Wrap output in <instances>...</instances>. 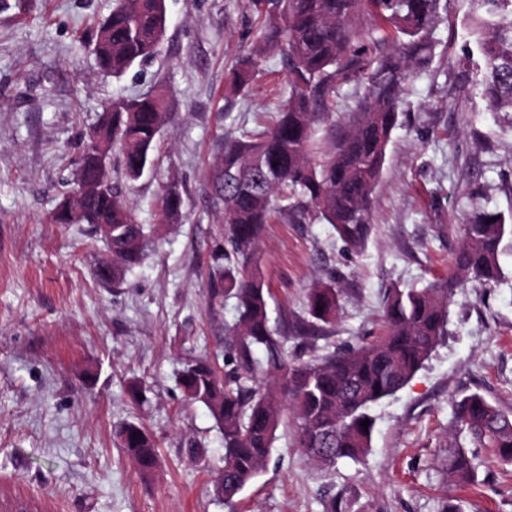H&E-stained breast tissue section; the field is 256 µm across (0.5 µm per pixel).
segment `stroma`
Returning <instances> with one entry per match:
<instances>
[{"label": "stroma", "mask_w": 512, "mask_h": 512, "mask_svg": "<svg viewBox=\"0 0 512 512\" xmlns=\"http://www.w3.org/2000/svg\"><path fill=\"white\" fill-rule=\"evenodd\" d=\"M115 0H0V512H512V463L465 450L474 482L448 475L457 401L483 395L512 414V240L503 279L455 289L448 334L396 394L373 406L361 462H309L284 416L270 460L232 504L212 494L223 435L207 408L187 403L176 375L192 357L225 371L229 297L210 299L222 216L210 206L221 140L259 131L288 96L279 55L259 53L260 23L247 0H166L160 51L118 77L98 68L94 45ZM472 0H448L432 55L405 86L401 124L371 204V233L354 251L326 224L266 225L258 270L271 324L292 358L338 352L383 332L389 289L448 279L477 209L512 225V115L489 111L477 82ZM256 54L249 93L225 83ZM467 66H460V59ZM166 90L169 120L152 166L130 198L150 235L141 265L100 282L109 252L88 224H53L105 101ZM183 198L164 222L159 199ZM340 291L334 325L308 326L309 288ZM147 389L131 404L127 387ZM142 422L160 465L143 479L113 440L114 425Z\"/></svg>", "instance_id": "stroma-1"}]
</instances>
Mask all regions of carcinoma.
<instances>
[{
  "label": "carcinoma",
  "mask_w": 512,
  "mask_h": 512,
  "mask_svg": "<svg viewBox=\"0 0 512 512\" xmlns=\"http://www.w3.org/2000/svg\"><path fill=\"white\" fill-rule=\"evenodd\" d=\"M166 0H116L100 25L95 55L99 69L114 76L152 58L166 30ZM261 20L262 49L281 56L288 75V99L261 133L224 140L214 173L213 207L224 214V251L216 261L224 290L236 300L237 319L226 329L230 370L219 374L205 357L186 363L178 384L191 402L203 404L222 429L224 467L214 482L217 497L230 503L263 470L287 402L297 443L307 460L359 459L371 432L360 422L369 408L401 390L445 335L448 301L462 281L499 280V256L506 234L504 217L479 210L465 224L455 253L454 274L421 289L392 288L383 305L385 334L317 360L290 361L282 332L270 325L267 290L255 267L265 225L286 216L294 224L321 220L347 246L358 249L371 231L372 195L380 180L399 101L415 63L432 51L430 35L447 12V0H248ZM473 33L483 60L480 92L495 112H512V0H474ZM367 14L393 52L376 62L355 45L356 20ZM254 62L246 57L226 76L235 93L252 82ZM365 81L366 91L342 126H331L328 150L314 157L315 124L330 117L328 101L338 78ZM169 118L164 99L153 93L106 102L97 127L119 152L123 177L134 182L151 164L160 132ZM77 177L97 181L94 150L82 155ZM182 196L172 188L161 200V216L181 215ZM53 224L112 225L103 237L112 263L98 266L97 279L117 281L123 270L144 259V227L137 222L122 186L111 182L83 198L79 215L58 208ZM323 307L318 311L317 307ZM339 290L316 284L306 297L313 326L336 320ZM262 350L265 361L255 356ZM459 433L494 448L512 463V418L471 393L454 406ZM114 437L145 478L158 468L154 443L143 425L124 421ZM448 471L474 479L471 459L460 443L448 449Z\"/></svg>",
  "instance_id": "1"
}]
</instances>
